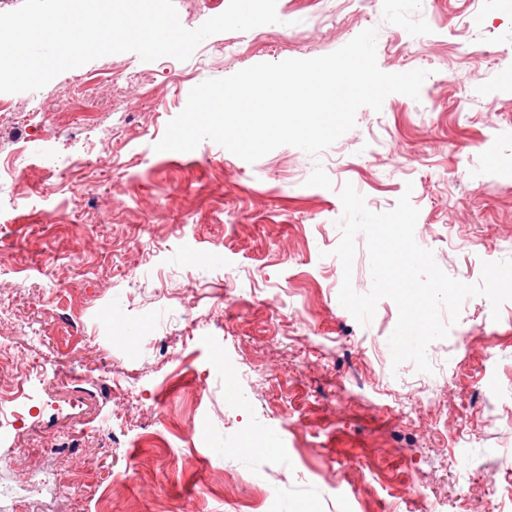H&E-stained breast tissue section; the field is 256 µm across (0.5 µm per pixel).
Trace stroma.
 <instances>
[{
  "instance_id": "35a3bbf8",
  "label": "stroma",
  "mask_w": 512,
  "mask_h": 512,
  "mask_svg": "<svg viewBox=\"0 0 512 512\" xmlns=\"http://www.w3.org/2000/svg\"><path fill=\"white\" fill-rule=\"evenodd\" d=\"M268 39L230 31L163 69L134 53L14 94L0 154V383L52 359L50 383L5 454L0 512H512V300L464 301L431 343L433 373L393 365L398 309L359 325L338 300V193L371 211L403 193L422 247L468 284L512 258V10L501 0H277ZM377 31L388 73L428 76L419 99L360 108L318 156L281 146L249 163L205 140L155 144L201 82L310 59ZM506 49L492 60L475 38ZM490 83L466 93L471 68ZM91 148L52 197L57 152ZM80 206L83 215L71 222ZM109 226L102 234L101 226ZM248 397L233 401L224 374ZM426 486V497L411 496Z\"/></svg>"
}]
</instances>
